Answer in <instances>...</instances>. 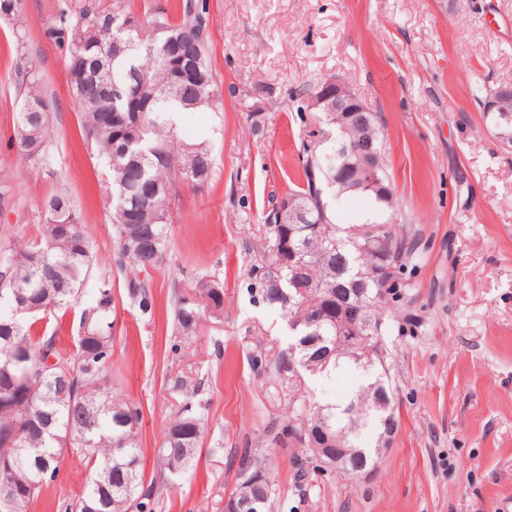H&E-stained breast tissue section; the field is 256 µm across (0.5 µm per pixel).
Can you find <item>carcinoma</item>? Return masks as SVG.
Returning <instances> with one entry per match:
<instances>
[{"label":"carcinoma","instance_id":"1","mask_svg":"<svg viewBox=\"0 0 512 512\" xmlns=\"http://www.w3.org/2000/svg\"><path fill=\"white\" fill-rule=\"evenodd\" d=\"M182 11V21L175 23L167 8L151 9L138 32L123 26L131 15L125 0H112L109 7L100 0H76L59 5V26L52 30L67 45V82L84 134L106 168L100 195L111 215L118 262L127 258L132 263L128 292L145 318L152 317L153 298L139 274L163 261L175 187L202 186L214 170L206 141L186 142L178 135L181 113L213 109L217 98L206 25L192 0H184ZM173 37L184 39L193 61L182 73L164 60ZM19 84L14 147L22 159H40L50 132L43 84L31 68L20 73ZM364 116L365 121L346 126L343 146L373 138L369 165L375 181L355 166L351 154L322 152L321 132H308L298 148L305 183L288 197L307 210L309 223L279 224L276 208L262 212L266 236L252 269L261 301L280 308L288 323L297 325L288 350L253 357V369L288 390V407L299 411L301 420L310 424L322 416L332 429L344 432L352 449L368 447L383 432V414L366 404L376 380L363 379L345 406L305 407L297 379L304 373H334L342 358L356 363L337 333L329 290L352 288L360 274L393 267L397 283L388 287L375 275L365 294L350 297L376 318L377 335L384 336L393 325L395 303L415 273L407 217L387 175L377 115ZM488 121L512 134V100L501 101ZM349 195L366 197L381 218L336 223V209ZM45 208L48 220L37 238L24 242L10 236L0 242V494L6 493L0 512H29L55 480L66 452L79 457L87 470L84 491L66 512H155L157 489L146 483L139 444L140 409L105 388L116 317L110 281L101 278L95 284L94 297L79 317L74 352L59 350L54 332L38 338L30 333L33 323L78 297L93 267L87 228L70 197L59 192ZM223 306L220 281L202 275L188 282L175 298L177 340L171 351L189 349L203 335V316L218 319ZM312 338L318 339L316 347L303 348ZM19 352L27 354V362H15ZM192 382L178 372L168 379V392L193 391ZM204 434L202 407L184 401L157 449L169 486L191 473ZM267 442L300 448L294 461L298 479L316 473L309 448L322 444L320 438L285 426L268 431ZM251 494L264 501L263 512H273L275 479L251 487Z\"/></svg>","mask_w":512,"mask_h":512}]
</instances>
